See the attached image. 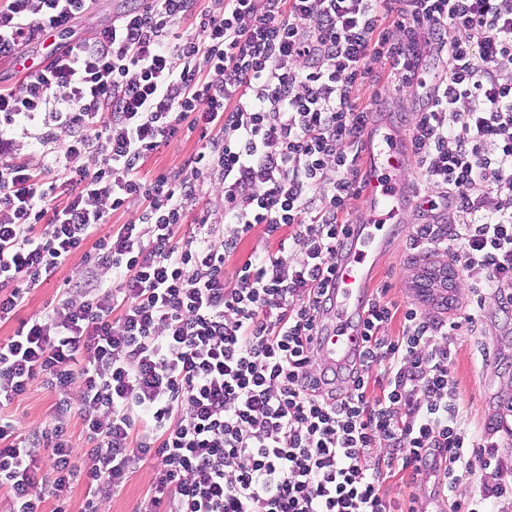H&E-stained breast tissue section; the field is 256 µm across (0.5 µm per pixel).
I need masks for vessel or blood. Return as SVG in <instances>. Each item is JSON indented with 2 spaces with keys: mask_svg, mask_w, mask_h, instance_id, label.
Wrapping results in <instances>:
<instances>
[{
  "mask_svg": "<svg viewBox=\"0 0 512 512\" xmlns=\"http://www.w3.org/2000/svg\"><path fill=\"white\" fill-rule=\"evenodd\" d=\"M404 131L389 121L366 131L362 213L348 227V247L336 259V323L318 344V359L336 366L359 356L363 342L356 316L391 249L390 225L401 223L409 204L402 191L409 170Z\"/></svg>",
  "mask_w": 512,
  "mask_h": 512,
  "instance_id": "obj_1",
  "label": "vessel or blood"
}]
</instances>
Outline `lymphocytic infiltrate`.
Listing matches in <instances>:
<instances>
[{
	"mask_svg": "<svg viewBox=\"0 0 512 512\" xmlns=\"http://www.w3.org/2000/svg\"><path fill=\"white\" fill-rule=\"evenodd\" d=\"M89 6L0 0V61ZM384 81L419 88L417 205L452 215L412 225L411 247L448 256L478 303L512 314V0H149L0 87V323L81 259L57 304L0 340V411L38 378L53 398L48 432L0 414L10 512H44L78 481L84 512H98L145 466L143 512H419L420 496L402 509L383 494L398 470L429 473L435 495L482 471L455 512L512 498V465L464 424L461 323L381 288L347 387L330 391L317 367L362 192L372 107L357 92ZM184 129L199 135L187 169L141 177ZM117 211L132 217L110 223ZM257 230L261 244L229 266Z\"/></svg>",
	"mask_w": 512,
	"mask_h": 512,
	"instance_id": "f902f5d3",
	"label": "lymphocytic infiltrate"
}]
</instances>
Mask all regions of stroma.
<instances>
[{
  "label": "stroma",
  "mask_w": 512,
  "mask_h": 512,
  "mask_svg": "<svg viewBox=\"0 0 512 512\" xmlns=\"http://www.w3.org/2000/svg\"><path fill=\"white\" fill-rule=\"evenodd\" d=\"M134 6L135 0H94L90 12L75 23L70 35L92 38L119 13ZM61 41V36L55 34L45 39L43 44L20 48L17 61H1L0 84H18ZM358 95L361 100L372 102L374 114L389 113L396 124L408 126L413 89H406L398 95L389 88L363 87ZM196 149V138L177 135L148 158L144 171L151 176L162 171L179 170ZM428 219V214L410 209L407 223L397 225L394 230L396 248L384 261L376 283L388 286L389 298L400 304L417 305L437 319H456L476 307V297L465 288L461 271H454L446 293H439L435 288L426 291L419 286L423 274L442 264L441 259L423 257L409 245V225ZM72 274V267H65L33 288L15 320L0 324V340L11 336L19 321L50 309ZM454 351V377L458 382L466 424L471 428L486 427L499 417L502 406L512 405V318L500 313L495 300H486L476 326L460 329ZM50 405L49 393L42 380L37 379L29 391L12 404L11 411L26 425L35 427L44 425ZM152 476V470L147 466L134 473L109 500L102 502L99 512H137Z\"/></svg>",
  "instance_id": "35a3bbf8"
}]
</instances>
